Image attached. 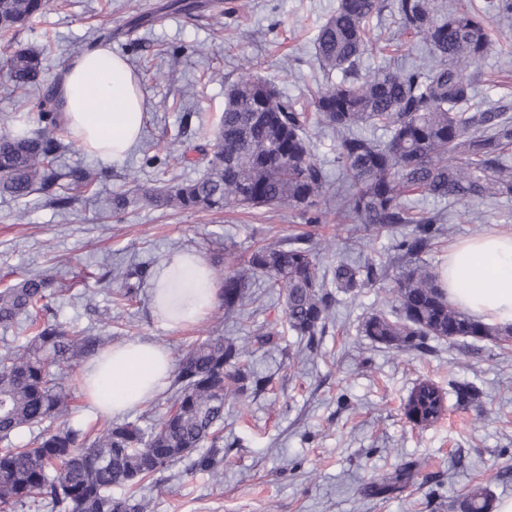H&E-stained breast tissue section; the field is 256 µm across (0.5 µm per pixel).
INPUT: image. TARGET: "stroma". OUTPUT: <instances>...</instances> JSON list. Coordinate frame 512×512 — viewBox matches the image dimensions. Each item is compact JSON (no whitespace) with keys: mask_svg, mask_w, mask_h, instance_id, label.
Returning <instances> with one entry per match:
<instances>
[{"mask_svg":"<svg viewBox=\"0 0 512 512\" xmlns=\"http://www.w3.org/2000/svg\"><path fill=\"white\" fill-rule=\"evenodd\" d=\"M162 0H52L50 6L0 47L46 51L48 74L94 50L98 32L112 34L113 53L140 78L146 117L135 149L122 160L104 161L69 144L58 165L96 173L97 200L79 198L66 211L51 198H0V289L15 277L48 273L67 285L56 301L58 318L112 343L143 340L173 358L209 336L246 344L261 329L279 332L278 345L254 350L249 363L269 385L257 397L230 398L224 406V465L214 477L183 460L157 472L141 489L154 512H460L469 489L485 485L491 507L512 498V345L461 339L432 342L422 352L398 353L372 343L362 321L379 309L406 260L393 241L356 224L336 221L335 194H328L323 224L306 223L286 206L198 213L145 204L141 191L173 177L199 176L212 152L209 131L224 110V93L255 75L275 84L298 104L325 78L313 40L336 0H224L213 8L200 0L193 14L170 13L153 26L128 32L133 16L153 12ZM489 56L477 68V105L512 107V19L488 17ZM133 202L113 215V193ZM447 225L423 258L442 266L458 241L489 232H512V200L495 206L453 204ZM311 233L323 267L342 253L391 259L384 279L352 294H339L314 352L300 355L277 294L254 282V298L240 314L223 304L196 322L171 328L151 313V282L136 297L120 299L124 272L136 264L152 275L170 255L198 253L214 280L244 266L260 246ZM84 361L72 362L66 391L72 426L85 430L105 417L84 397ZM429 381L446 392V411L427 427L410 423L403 406L413 386ZM469 383L481 396L468 407L455 403L453 385ZM422 464L414 483L387 496L366 487L394 476L403 464Z\"/></svg>","mask_w":512,"mask_h":512,"instance_id":"35a3bbf8","label":"stroma"}]
</instances>
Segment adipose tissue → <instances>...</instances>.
Segmentation results:
<instances>
[{
	"label": "adipose tissue",
	"mask_w": 512,
	"mask_h": 512,
	"mask_svg": "<svg viewBox=\"0 0 512 512\" xmlns=\"http://www.w3.org/2000/svg\"><path fill=\"white\" fill-rule=\"evenodd\" d=\"M63 124L89 154L120 160L137 143L143 99L127 62L95 49L70 60L52 80ZM485 264L484 283L467 288L463 276L474 260ZM449 300L487 322L512 324V234L461 240L441 271ZM217 290L204 260L193 252L171 255L153 279L151 310L166 325L181 327L205 315ZM173 359L165 349L140 340L112 347L90 361L83 391L106 414H122L148 401L167 383Z\"/></svg>",
	"instance_id": "ef3b65f1"
}]
</instances>
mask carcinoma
<instances>
[{
    "label": "carcinoma",
    "mask_w": 512,
    "mask_h": 512,
    "mask_svg": "<svg viewBox=\"0 0 512 512\" xmlns=\"http://www.w3.org/2000/svg\"><path fill=\"white\" fill-rule=\"evenodd\" d=\"M49 0H0V34L16 33ZM388 9L399 34L422 46L408 64L386 63L370 74L361 64L372 48L370 22ZM512 17V0H337L313 41L326 82L311 98L315 123L336 132V192L341 221L377 233H399L394 249L415 262L388 289L387 306L361 325L372 342L398 352L424 348L429 339L471 338L495 345L512 342V325L480 322L448 301L440 271L421 255L443 234L453 214L415 210L417 196L434 203L497 204L512 198V115L473 104L475 69L490 51L485 15ZM44 51L15 48L6 60L7 82L29 88L43 82ZM34 117L22 115L0 134V197L14 200L51 194L63 178L84 193L93 174L56 160L66 148L52 93L38 98ZM308 112L271 82L243 77L225 93L224 112L213 128L214 151L194 179L143 190L148 204L174 211L220 212L226 207L289 205L322 218L328 175L313 155ZM413 225L408 232L400 227ZM383 266L345 257L332 279L317 253L295 237L252 252L247 269L228 270L219 286L224 310L242 304L246 279L261 278L282 296L288 331L313 349L336 304L334 290L349 293L380 281ZM65 285L55 277L28 275L0 290V326L28 320L25 336L0 355V512L39 499L51 512H150L151 501L133 489L183 458L195 471L218 475L227 397L245 398L265 380L245 363L248 346L224 336L194 344L179 362L173 401L161 421L101 426L92 434L65 422L71 411L62 371L51 367L97 354L102 336L74 334L56 318ZM445 412V394L432 383L410 392L405 414L431 425ZM28 439H14L22 432ZM421 466L408 462L396 476L371 486L382 495L412 482ZM128 496H112L114 488ZM486 489L463 496V512H488Z\"/></svg>",
    "instance_id": "cac0c4a2"
}]
</instances>
